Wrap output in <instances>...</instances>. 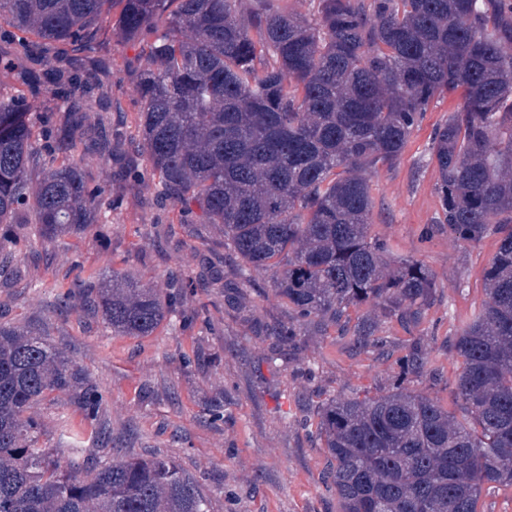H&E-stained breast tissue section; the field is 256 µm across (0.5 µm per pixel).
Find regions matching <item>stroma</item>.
<instances>
[{
	"mask_svg": "<svg viewBox=\"0 0 512 512\" xmlns=\"http://www.w3.org/2000/svg\"><path fill=\"white\" fill-rule=\"evenodd\" d=\"M112 10L97 33L111 65L103 84L112 106L102 119L130 126L141 109L144 45L113 31L120 4ZM458 102L454 94L435 100L400 161L372 179L374 233L398 256L422 262L435 283V301L416 328L383 323L388 357L311 325L297 347L283 344L276 330L290 312L273 272L230 289L240 261L225 249L221 225L180 223L176 208L151 206L148 179L115 180L111 160L74 149L89 184L111 188L114 204L105 222L78 234L45 238L14 225L21 243L11 267L0 270L7 308L0 320L44 335L104 394L100 422L112 445L104 449L86 437L85 456L168 459L195 482L210 512H338L336 493L323 482L330 459L313 414L317 402L354 391L384 395L399 372L396 354L416 342L434 372L408 377L407 388L456 410L459 360L451 339L482 304L481 271L499 245L493 234L470 244L436 225L432 132ZM116 271L162 296L173 278L185 280L181 313L168 315L152 335L117 336L81 297L68 311L56 308L57 293L75 275L105 287ZM33 415L40 424L36 447L69 463L66 428L80 425L79 412L69 401H47Z\"/></svg>",
	"mask_w": 512,
	"mask_h": 512,
	"instance_id": "35a3bbf8",
	"label": "stroma"
}]
</instances>
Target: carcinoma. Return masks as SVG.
<instances>
[{"label": "carcinoma", "mask_w": 512, "mask_h": 512, "mask_svg": "<svg viewBox=\"0 0 512 512\" xmlns=\"http://www.w3.org/2000/svg\"><path fill=\"white\" fill-rule=\"evenodd\" d=\"M112 0H0V20L37 41L5 36L0 70L50 93L64 122L40 142L36 121L0 93V223L50 237L96 224L103 187L68 158L97 86L95 26ZM115 26L145 42L136 145L157 180L155 203L184 224H220L224 245L274 287L297 328L340 327L356 348L385 347L381 320L407 330L434 301L418 261L372 234L371 182L401 159L432 100L460 103L432 134L438 224L471 244L499 235L483 269L485 300L452 346L460 413L404 386L427 357H399L386 395L355 393L314 410L332 458L339 512H481L484 487L512 488V0H313L304 18L284 0H120ZM18 239L0 236V264ZM112 332L148 336L177 311L130 275L73 293ZM371 303L381 318L361 314ZM77 399L88 426L104 395L48 341L0 323V512H208L173 462L112 460L63 468L34 446L33 406Z\"/></svg>", "instance_id": "carcinoma-1"}]
</instances>
